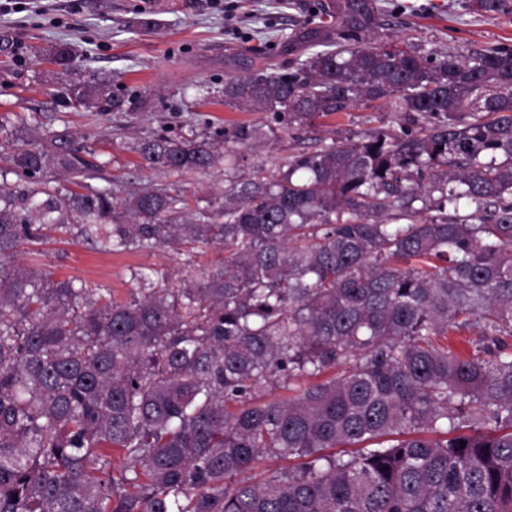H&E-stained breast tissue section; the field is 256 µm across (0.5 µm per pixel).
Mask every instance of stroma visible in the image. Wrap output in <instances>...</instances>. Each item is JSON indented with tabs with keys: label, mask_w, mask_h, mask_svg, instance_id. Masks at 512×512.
<instances>
[{
	"label": "stroma",
	"mask_w": 512,
	"mask_h": 512,
	"mask_svg": "<svg viewBox=\"0 0 512 512\" xmlns=\"http://www.w3.org/2000/svg\"><path fill=\"white\" fill-rule=\"evenodd\" d=\"M322 0H28L20 10L0 12V30L19 42L17 58L0 70V123L14 115L31 125L69 128L85 139L97 170L96 186L112 179L145 187L132 150L154 133L175 137L208 134L221 138L234 123L264 125L265 138L246 149L241 176L257 167L273 169L282 160L373 126L372 112L357 105L322 118L301 131L276 123L267 112H238L224 106L227 78L262 67L285 66L305 58L306 34L317 27ZM373 25L360 38L372 43L390 34L421 45L424 52L466 53L492 45L512 46V13L493 18L469 10L470 0H377ZM157 22L143 32L137 21ZM70 43L90 57L97 76L130 100L126 112L96 113L69 105L70 79L39 57L40 49ZM39 262L53 278H73L110 288L126 298L131 270L151 266L167 272L172 285L199 275L213 251L103 254L69 236H51Z\"/></svg>",
	"instance_id": "35a3bbf8"
}]
</instances>
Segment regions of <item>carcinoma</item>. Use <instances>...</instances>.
I'll return each instance as SVG.
<instances>
[{"instance_id":"1","label":"carcinoma","mask_w":512,"mask_h":512,"mask_svg":"<svg viewBox=\"0 0 512 512\" xmlns=\"http://www.w3.org/2000/svg\"><path fill=\"white\" fill-rule=\"evenodd\" d=\"M471 8L494 17L512 0ZM376 12L331 0L332 49L233 76L222 97L300 130L378 102L400 132L244 178L261 125L137 141L146 170L224 166L202 209L185 187L91 185L66 127L0 123L15 176L0 182V512H512V48L362 44ZM16 54L1 33L0 58ZM42 55L62 72L78 59L65 42ZM66 95L128 104L95 76ZM55 170L82 191L50 186ZM52 231L103 253L218 259L176 288L142 267L115 300L14 260ZM265 456L299 463L241 478Z\"/></svg>"}]
</instances>
